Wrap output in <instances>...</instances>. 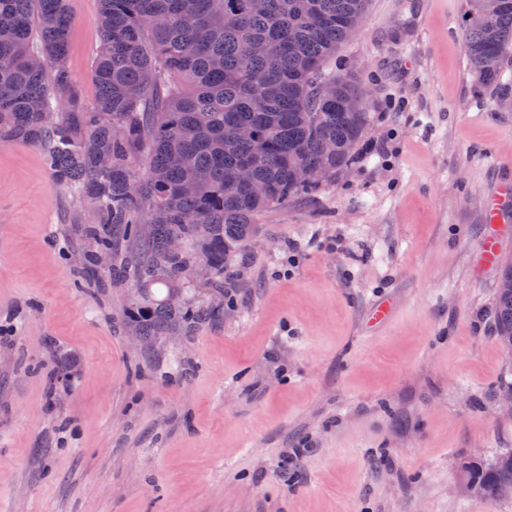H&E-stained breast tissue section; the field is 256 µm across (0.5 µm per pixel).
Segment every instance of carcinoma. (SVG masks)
<instances>
[{
  "label": "carcinoma",
  "instance_id": "cac0c4a2",
  "mask_svg": "<svg viewBox=\"0 0 512 512\" xmlns=\"http://www.w3.org/2000/svg\"><path fill=\"white\" fill-rule=\"evenodd\" d=\"M97 97L81 102L68 69L71 0H0V142L38 146L54 178L92 204L83 232L110 256L115 282L141 298L125 324L151 341L191 334L208 313L179 300L197 253L223 284L226 260L256 218L316 189L295 167L347 165L369 119L362 83L322 66L369 0H99ZM463 46L487 87L512 60V0L486 15L468 0ZM253 132L240 138L237 129ZM252 166L257 193L238 181ZM183 240L179 252L172 238ZM166 287L153 297L151 286ZM496 336H512V266L500 270ZM482 498L512 492V456L463 462Z\"/></svg>",
  "mask_w": 512,
  "mask_h": 512
}]
</instances>
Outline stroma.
Masks as SVG:
<instances>
[{
    "instance_id": "35a3bbf8",
    "label": "stroma",
    "mask_w": 512,
    "mask_h": 512,
    "mask_svg": "<svg viewBox=\"0 0 512 512\" xmlns=\"http://www.w3.org/2000/svg\"><path fill=\"white\" fill-rule=\"evenodd\" d=\"M72 10L89 105L99 0ZM465 12L370 0L326 64L368 90L350 162L259 216L227 263L233 308L189 336L135 346L132 284L82 269L88 199L38 148L0 145V512H512L459 467L512 453L498 273L475 264L512 109L469 71ZM220 286L197 274L182 297L209 307Z\"/></svg>"
}]
</instances>
